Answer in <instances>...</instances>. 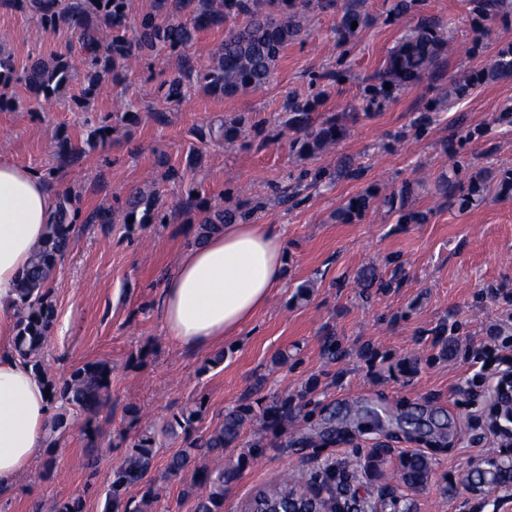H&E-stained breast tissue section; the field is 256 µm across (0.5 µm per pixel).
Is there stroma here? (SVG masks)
Returning a JSON list of instances; mask_svg holds the SVG:
<instances>
[{
  "label": "stroma",
  "instance_id": "1",
  "mask_svg": "<svg viewBox=\"0 0 512 512\" xmlns=\"http://www.w3.org/2000/svg\"><path fill=\"white\" fill-rule=\"evenodd\" d=\"M352 2L369 21L344 44L336 28ZM311 5L300 36L257 93L226 98L195 83L180 101H167L164 84L175 62L158 51L119 71L86 111L75 104L79 76L46 110L36 108L22 81L0 88L10 101L0 109V160L50 174L55 195L79 193L82 213H115L109 224L77 223L51 283L56 319L44 348L60 378L90 361L112 366L110 400L97 418L101 464L89 472L85 437L70 429L56 453L60 476L39 479L43 462L35 460L0 496V512H33L77 494L85 512H101L110 470L144 424L162 423L202 397L206 431L239 404L264 406L285 394L286 432L256 418L225 448V460L242 466L224 486V512H244L285 472L307 477L332 464L347 474L355 512H512V486L479 488L471 481L489 460L512 459V447L480 441L474 417L483 403L459 391L476 370L467 344L479 343L504 317L502 297L512 296V199L491 196L461 212L436 190L458 150L474 170L512 169V125L493 121L512 105V79L485 82L453 109L436 105L439 86L512 45V10L482 21L474 0H412L405 10L399 0ZM430 18L442 24L456 52L415 85L388 98L372 95L369 87L393 48ZM74 43L69 31H41L33 14L0 0V52L12 56L17 71L68 53ZM120 99L136 121L118 113ZM291 99L313 101L318 121L350 113L347 137L328 154L296 155L285 126ZM424 115L431 122L419 135L412 124ZM220 121L249 127L248 143L204 139ZM100 125L113 127L111 140L87 144ZM475 128L481 137H469ZM64 138L85 152L62 168L56 152ZM316 172L323 178L314 184L309 176ZM405 181L415 185L409 207L426 212L425 223L402 224L382 209L337 221L350 197L370 187L385 195ZM190 184L196 194L187 207ZM287 185L298 186L297 204L278 202ZM133 187L159 190L170 222L124 223L120 212ZM217 204L244 208L253 224L283 225L287 263L282 288L241 336L220 344L224 362L211 369L209 354L165 336L158 299L181 252L196 245L202 216ZM369 267L377 283L366 288L358 277ZM303 283L309 290L301 296ZM257 441L263 451L249 458ZM374 448L425 453L429 482L409 488L366 474L363 463ZM176 449L169 442L156 452L150 473L156 512H193L181 482L163 476Z\"/></svg>",
  "mask_w": 512,
  "mask_h": 512
}]
</instances>
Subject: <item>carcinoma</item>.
Masks as SVG:
<instances>
[{"instance_id":"obj_1","label":"carcinoma","mask_w":512,"mask_h":512,"mask_svg":"<svg viewBox=\"0 0 512 512\" xmlns=\"http://www.w3.org/2000/svg\"><path fill=\"white\" fill-rule=\"evenodd\" d=\"M129 0H14L20 9H30L40 17L43 30L65 28L77 39L76 52L85 66L84 89L80 100L90 105L100 88L112 80L119 64L128 66L143 52L162 49L176 58L177 76L166 82L165 97L177 101L183 96V76L192 74L213 94L234 97L261 90L270 81L281 52L296 40L302 31L310 0H158L159 13L147 16L138 37L130 40L124 33V19ZM244 17V23L232 29L213 52L212 64L205 70H196L181 54L196 32L220 27L228 20ZM358 27L366 24L361 12L346 8L339 28L346 37L353 36ZM449 47L448 40L438 32V26L425 21L419 24L387 57L385 65L375 77L376 94L390 96L396 90L406 89L432 72L439 57ZM73 78L70 56L58 55L50 61L37 60L24 72L25 83L36 94L40 107L66 88ZM512 79V46L505 47L481 69L462 72L440 89L437 101L453 104L467 96L488 80ZM310 103L288 102V129L296 136L290 147L301 157L318 156L329 152L346 137V114L316 124L311 118ZM214 141L234 142L248 137L239 123H222L208 130ZM461 169L458 160L452 163V175L443 176L438 189L464 211L482 203L495 186V197L512 199V169L495 176L482 172L469 177L467 185L457 180ZM414 192L413 184L404 182L394 192L378 197L364 192L350 198L338 210L337 218H361L372 208L384 206L400 214L399 222L423 224L427 215L420 211H404ZM158 196L149 199L135 190L124 203L125 217L143 212L142 220L162 223L168 214L156 207ZM242 213L217 209L207 213L201 221V230L208 233L219 224H230ZM79 218V208L73 199L65 196L57 204L48 224L43 242L35 249L28 266L18 280L19 301L16 305V336L14 351L50 388V403L58 409L51 418L45 438L46 460L41 476L47 478L56 469V452L60 438L74 422L70 415L82 416L80 429L88 444H93L95 418L110 399L112 366L106 361H95L75 367L68 376L58 379L41 357L55 320L50 283L58 264L69 250L72 225ZM288 400L274 399L259 409L242 403L221 422L207 432L200 431L205 413L204 398L183 405L170 420L160 427L148 425L131 437L126 445L123 461L112 467L110 483L104 489L102 512H149L157 497L152 483L145 482L140 503L125 500L127 488L144 482L151 472L156 448L162 438L180 441L181 448L169 458L166 474L182 482V495L192 497L195 512H224V483L233 478L235 469L224 464V446L236 441L245 421L260 413L268 419L269 428L279 429L288 421ZM390 451L380 448L366 457V471L379 473ZM431 474V460L421 452L399 453L393 477L405 486L416 487L427 483ZM344 475L328 470L305 482L290 474L279 485L260 492L251 505L278 503L286 509L297 504L305 509H326L325 501L312 502L310 486L316 482L327 491L338 489ZM477 484L500 486L512 482V460H493L489 467L474 472ZM49 512H84L81 496L55 500Z\"/></svg>"}]
</instances>
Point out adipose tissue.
Here are the masks:
<instances>
[{
	"label": "adipose tissue",
	"mask_w": 512,
	"mask_h": 512,
	"mask_svg": "<svg viewBox=\"0 0 512 512\" xmlns=\"http://www.w3.org/2000/svg\"><path fill=\"white\" fill-rule=\"evenodd\" d=\"M55 207L39 173L0 160V491L32 466L53 414L41 380L12 345L18 279ZM286 246L281 225L239 222L189 248L162 289L166 336L204 352L240 335L281 287Z\"/></svg>",
	"instance_id": "adipose-tissue-1"
}]
</instances>
